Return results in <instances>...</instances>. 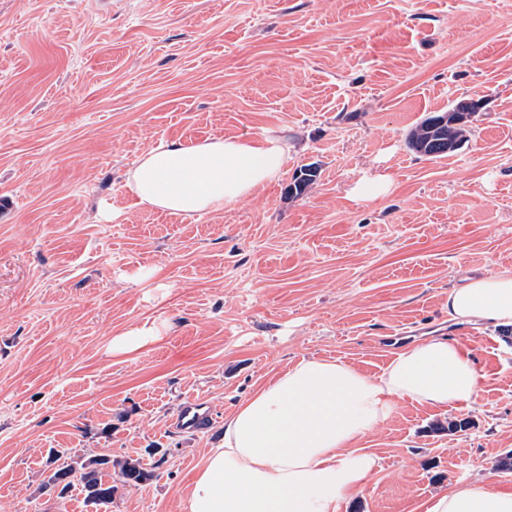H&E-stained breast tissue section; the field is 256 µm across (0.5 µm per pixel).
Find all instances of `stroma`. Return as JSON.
I'll return each instance as SVG.
<instances>
[{"label":"stroma","instance_id":"obj_1","mask_svg":"<svg viewBox=\"0 0 512 512\" xmlns=\"http://www.w3.org/2000/svg\"><path fill=\"white\" fill-rule=\"evenodd\" d=\"M482 101L455 154L409 130ZM287 136L282 175L224 210L141 206L159 140ZM318 174L288 189L299 167ZM384 195L359 199L379 174ZM512 272V0H0V512H94L45 490L50 449L165 462L111 512H183L224 418L284 367L377 375L405 328L458 339L479 395L401 401L361 445L379 467L341 512H420L492 475L512 492V330L457 335L449 288ZM150 325L154 342L112 350ZM208 402L199 433L172 423ZM456 430H449V423Z\"/></svg>","mask_w":512,"mask_h":512}]
</instances>
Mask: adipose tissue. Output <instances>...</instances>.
I'll list each match as a JSON object with an SVG mask.
<instances>
[{"label": "adipose tissue", "mask_w": 512, "mask_h": 512, "mask_svg": "<svg viewBox=\"0 0 512 512\" xmlns=\"http://www.w3.org/2000/svg\"><path fill=\"white\" fill-rule=\"evenodd\" d=\"M288 139L269 134L194 145L159 140L125 178L149 208L192 217L241 202L276 180ZM448 316L459 323L512 326V272L450 288ZM479 373L454 340L431 337L398 352L378 375L336 359L307 358L277 374L224 419L223 441L208 449L183 499L184 512H341L363 489L375 457L359 441L387 422L399 401L435 408L471 404ZM421 512H512V493L491 478L439 493Z\"/></svg>", "instance_id": "obj_1"}]
</instances>
